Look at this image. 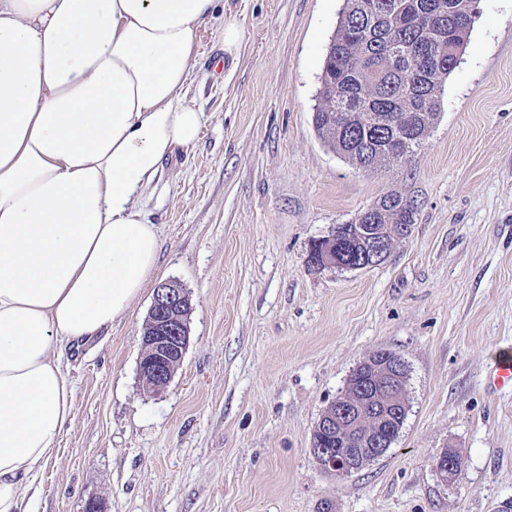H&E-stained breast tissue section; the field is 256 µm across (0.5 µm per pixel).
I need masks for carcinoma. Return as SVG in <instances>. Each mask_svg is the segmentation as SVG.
Listing matches in <instances>:
<instances>
[{
  "label": "carcinoma",
  "instance_id": "1",
  "mask_svg": "<svg viewBox=\"0 0 512 512\" xmlns=\"http://www.w3.org/2000/svg\"><path fill=\"white\" fill-rule=\"evenodd\" d=\"M476 15V0H344L313 113L323 142L364 170L410 162ZM371 208L373 224L415 221L399 192Z\"/></svg>",
  "mask_w": 512,
  "mask_h": 512
}]
</instances>
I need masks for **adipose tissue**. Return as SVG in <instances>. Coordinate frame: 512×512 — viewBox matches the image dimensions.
Masks as SVG:
<instances>
[{"instance_id":"obj_1","label":"adipose tissue","mask_w":512,"mask_h":512,"mask_svg":"<svg viewBox=\"0 0 512 512\" xmlns=\"http://www.w3.org/2000/svg\"><path fill=\"white\" fill-rule=\"evenodd\" d=\"M216 0H0V512L73 417L69 349L153 276L140 200L205 118L182 100Z\"/></svg>"}]
</instances>
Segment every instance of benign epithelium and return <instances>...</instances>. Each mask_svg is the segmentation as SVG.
<instances>
[{"mask_svg":"<svg viewBox=\"0 0 512 512\" xmlns=\"http://www.w3.org/2000/svg\"><path fill=\"white\" fill-rule=\"evenodd\" d=\"M411 232L409 224H393L389 235L380 233L374 224H362L355 219L336 227L329 236L312 244L307 256L309 266L322 269H364L382 263L395 242ZM345 235L362 246L361 262L351 266L341 261L337 253L339 237ZM192 309L190 295L182 286L169 281L154 293L141 338L139 377L155 391L168 386L180 366L189 343L186 317ZM406 365L396 353H376L361 362L349 375L345 389L336 397L316 425L321 434L337 438L358 447L338 455L335 448H312L311 454L321 470L338 478L347 477L370 462L382 457L391 439L380 426L388 419L389 409L399 417L406 416Z\"/></svg>","mask_w":512,"mask_h":512,"instance_id":"7a95c632","label":"benign epithelium"}]
</instances>
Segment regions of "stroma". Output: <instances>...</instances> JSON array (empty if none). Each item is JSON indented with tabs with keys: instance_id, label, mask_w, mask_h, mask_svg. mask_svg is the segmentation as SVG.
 Returning <instances> with one entry per match:
<instances>
[{
	"instance_id": "stroma-1",
	"label": "stroma",
	"mask_w": 512,
	"mask_h": 512,
	"mask_svg": "<svg viewBox=\"0 0 512 512\" xmlns=\"http://www.w3.org/2000/svg\"><path fill=\"white\" fill-rule=\"evenodd\" d=\"M343 0H218L184 89L198 141L142 201L155 275L108 332L69 352L74 417L43 470L39 512H499L512 501V0H479L441 111L403 167L365 171L313 112ZM238 16L237 59L221 60ZM418 205L408 237L365 270L309 268L314 240L383 193ZM190 295L189 344L159 393L138 376L157 284ZM407 366L408 411L384 456L339 479L313 431L373 353ZM463 462L450 482L433 462ZM243 30L239 21L234 16H225L224 27L221 32V42L223 43L224 56L235 58L241 41Z\"/></svg>"
}]
</instances>
